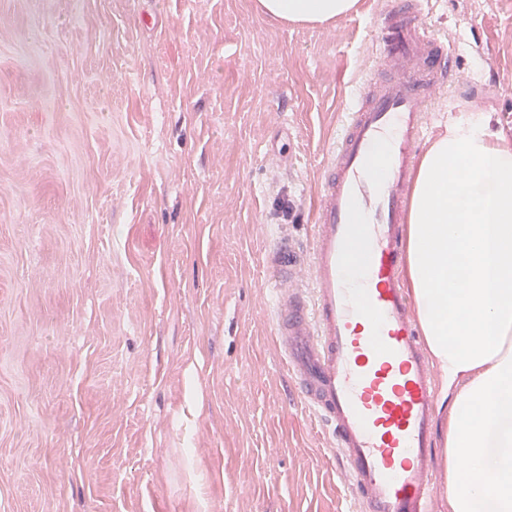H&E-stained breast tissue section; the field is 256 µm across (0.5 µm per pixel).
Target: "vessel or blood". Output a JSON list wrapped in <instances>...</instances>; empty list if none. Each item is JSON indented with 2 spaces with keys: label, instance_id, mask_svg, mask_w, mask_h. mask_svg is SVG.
Wrapping results in <instances>:
<instances>
[{
  "label": "vessel or blood",
  "instance_id": "1",
  "mask_svg": "<svg viewBox=\"0 0 512 512\" xmlns=\"http://www.w3.org/2000/svg\"><path fill=\"white\" fill-rule=\"evenodd\" d=\"M374 53L381 71L350 91L327 153L309 247L268 254L273 334L361 512H431L437 377L404 283L406 233L426 114L467 82L424 0H390Z\"/></svg>",
  "mask_w": 512,
  "mask_h": 512
}]
</instances>
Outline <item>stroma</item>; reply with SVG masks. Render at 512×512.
<instances>
[{"label": "stroma", "mask_w": 512, "mask_h": 512, "mask_svg": "<svg viewBox=\"0 0 512 512\" xmlns=\"http://www.w3.org/2000/svg\"><path fill=\"white\" fill-rule=\"evenodd\" d=\"M388 0L316 26L258 0H0V512H343L272 340ZM512 141V0H429Z\"/></svg>", "instance_id": "obj_1"}]
</instances>
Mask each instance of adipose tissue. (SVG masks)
I'll list each match as a JSON object with an SVG mask.
<instances>
[{
	"label": "adipose tissue",
	"instance_id": "ef3b65f1",
	"mask_svg": "<svg viewBox=\"0 0 512 512\" xmlns=\"http://www.w3.org/2000/svg\"><path fill=\"white\" fill-rule=\"evenodd\" d=\"M317 24L356 0H259ZM407 267L417 320L446 381L468 376L445 441L454 512H512V144L480 112L424 153L410 211Z\"/></svg>",
	"mask_w": 512,
	"mask_h": 512
}]
</instances>
